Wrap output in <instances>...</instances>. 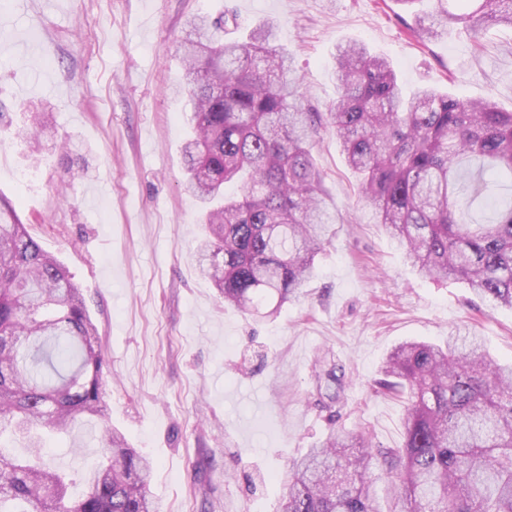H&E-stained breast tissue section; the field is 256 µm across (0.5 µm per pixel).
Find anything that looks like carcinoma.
<instances>
[{
	"mask_svg": "<svg viewBox=\"0 0 512 512\" xmlns=\"http://www.w3.org/2000/svg\"><path fill=\"white\" fill-rule=\"evenodd\" d=\"M448 0L414 19L413 34L438 38L448 20L477 33L512 27V0ZM234 15L197 16L183 41L192 135L182 146L185 191L206 234L197 259L224 303L272 316L299 299L315 257L341 223L323 194L312 137L329 128L371 220L417 272L464 281L482 300L512 309V202L485 176L512 178V112L425 86L406 99L391 62L360 44L336 49V101L302 105L291 58L270 46L272 25L246 41L218 37ZM496 215L471 219L475 201ZM83 294L61 262L0 200V434L20 432L23 458L0 448V512H159L152 462L109 428L70 501L65 473L41 465L45 433L105 417L101 350ZM378 388L408 405L404 442L373 448L363 433L329 437L293 464L282 512H379L370 461L380 460L397 512H512V365L474 336L445 345L406 342L386 360Z\"/></svg>",
	"mask_w": 512,
	"mask_h": 512,
	"instance_id": "1",
	"label": "carcinoma"
}]
</instances>
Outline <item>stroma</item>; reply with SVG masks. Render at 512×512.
<instances>
[{
	"label": "stroma",
	"instance_id": "35a3bbf8",
	"mask_svg": "<svg viewBox=\"0 0 512 512\" xmlns=\"http://www.w3.org/2000/svg\"><path fill=\"white\" fill-rule=\"evenodd\" d=\"M0 0V199L83 291L105 363L108 422L154 463L160 512H278L290 464L332 432L400 447L405 406L377 394L409 340L477 331L512 361V309L421 277L357 193L335 135L312 154L345 224L299 301L276 318L224 306L194 258L203 234L183 189L189 134L178 42L198 15L234 11L228 41L274 25L305 103L336 98L334 53L359 42L405 92L431 85L512 112V28L449 23L428 43L399 0ZM43 114L36 142L17 134ZM335 369L336 390L318 373ZM97 424L45 439L73 480L101 453Z\"/></svg>",
	"mask_w": 512,
	"mask_h": 512
}]
</instances>
